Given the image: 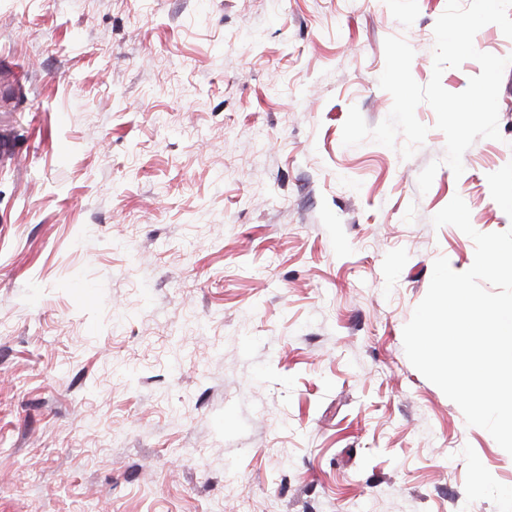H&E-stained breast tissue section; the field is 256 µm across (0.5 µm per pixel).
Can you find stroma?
Listing matches in <instances>:
<instances>
[{
  "label": "stroma",
  "instance_id": "stroma-1",
  "mask_svg": "<svg viewBox=\"0 0 512 512\" xmlns=\"http://www.w3.org/2000/svg\"><path fill=\"white\" fill-rule=\"evenodd\" d=\"M446 4L0 0V512H501L403 328L454 196L512 227V66L461 176L425 103L411 158L342 143Z\"/></svg>",
  "mask_w": 512,
  "mask_h": 512
}]
</instances>
